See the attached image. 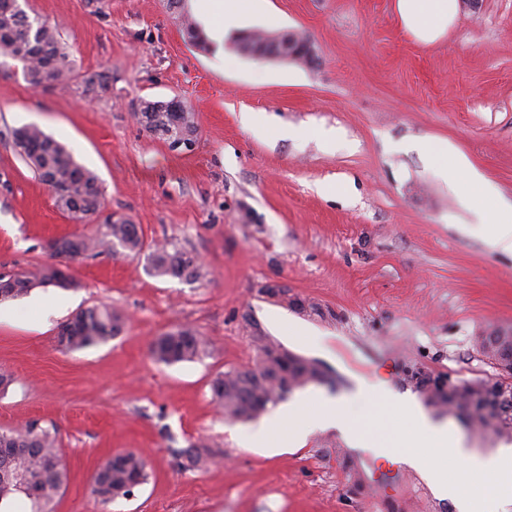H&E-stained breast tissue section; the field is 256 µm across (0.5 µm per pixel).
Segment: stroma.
Here are the masks:
<instances>
[{"label":"stroma","mask_w":512,"mask_h":512,"mask_svg":"<svg viewBox=\"0 0 512 512\" xmlns=\"http://www.w3.org/2000/svg\"><path fill=\"white\" fill-rule=\"evenodd\" d=\"M58 27L73 59L67 83L31 87L0 53V272L49 263L51 239L94 235L73 223L16 152L11 133L34 125L99 179L101 215L139 224L148 245L197 254L194 281L155 277L145 255L122 249L71 262L70 287H37L0 302V429L56 431L68 481L54 512H449L412 470L348 447L334 430L271 455L245 448L249 424L220 413L210 383L254 367L255 333L318 363L311 383L267 415L311 394L351 393L358 380L416 392L415 377L503 381L482 349L512 330V254L490 250L475 214L497 201L434 167L452 146L512 202V0L457 8L431 45L398 26L393 0H266L224 36L244 30L310 39L315 61L225 66L193 43L167 0H29ZM178 99L198 127L192 150L147 132L145 100ZM261 112L267 129L242 122ZM279 284L287 297L263 293ZM68 299V314L105 305L125 319L110 342L63 352L60 316L35 298ZM206 341L200 358L165 365L152 339L183 327ZM372 437L401 449L405 421L358 403ZM205 442L213 465L186 468L180 452ZM147 462L133 497L103 505L93 473L119 452Z\"/></svg>","instance_id":"35a3bbf8"}]
</instances>
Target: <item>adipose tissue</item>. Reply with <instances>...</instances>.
I'll return each mask as SVG.
<instances>
[{"instance_id": "1", "label": "adipose tissue", "mask_w": 512, "mask_h": 512, "mask_svg": "<svg viewBox=\"0 0 512 512\" xmlns=\"http://www.w3.org/2000/svg\"><path fill=\"white\" fill-rule=\"evenodd\" d=\"M394 11L400 28L424 45L441 40L453 28L457 14L455 0H395ZM368 395L411 422L415 435L402 451L394 454L385 443L370 441L352 417V406ZM327 429L341 432L352 449L389 456L415 470L434 496L450 500L457 512H512V448L471 451L456 430L426 414L414 395L383 383L372 387L362 382L355 393L334 398L310 396L293 411L277 414L245 434L243 442L264 444L270 433L283 431L289 443L299 446L309 433ZM442 450L450 453L444 464L434 459ZM487 475L492 476V484L484 483Z\"/></svg>"}]
</instances>
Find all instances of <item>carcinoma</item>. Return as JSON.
Here are the masks:
<instances>
[{
	"instance_id": "1",
	"label": "carcinoma",
	"mask_w": 512,
	"mask_h": 512,
	"mask_svg": "<svg viewBox=\"0 0 512 512\" xmlns=\"http://www.w3.org/2000/svg\"><path fill=\"white\" fill-rule=\"evenodd\" d=\"M26 7L20 0H0V51L22 63L29 84H63L70 79L72 62L59 31L30 15ZM137 117L148 132L167 142L185 132L197 131L190 108L178 111L172 99L144 103ZM12 140L19 155L51 188L57 206L74 223H91L102 205L97 177L79 165L71 151L36 126L13 130ZM105 228L100 237L80 236L79 251L71 259L97 247L110 249L115 243L130 254L143 251L144 240L137 225L118 218ZM147 259L150 272L156 277L196 280L203 275L198 257L174 243L153 247ZM15 277L20 283L29 284L22 289L24 295L35 285L65 287L71 283L68 274L59 271L54 263L17 273ZM124 325L123 317L108 307L81 310L63 323L71 333L62 350L77 351L105 344L118 336ZM204 348L203 336L192 328H182L155 338L150 344V354L158 362L174 364L193 360ZM321 381L319 371L310 364L290 370L275 363L260 380L254 367L226 371L212 381L210 390L216 406L226 416L251 419L294 389ZM5 434L16 452L0 471V512H12V503L18 497L28 500L30 512H53L55 501L67 483V468L56 434L35 426L9 429ZM202 447V443L192 444L182 450L190 465L208 462ZM147 479L146 462L141 456L134 452L118 453L94 473L91 492L107 505L129 497Z\"/></svg>"
}]
</instances>
